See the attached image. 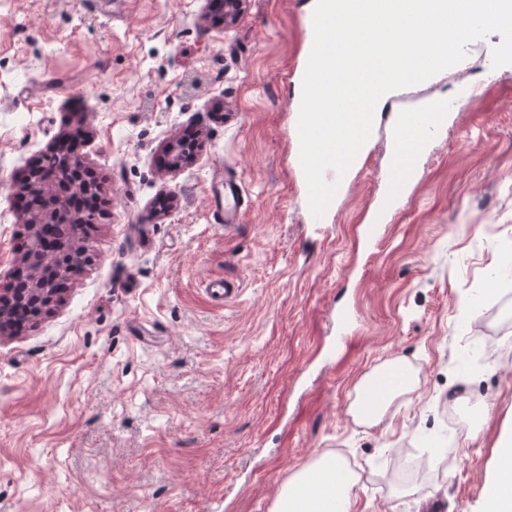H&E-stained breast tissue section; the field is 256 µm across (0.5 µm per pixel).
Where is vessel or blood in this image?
<instances>
[{
    "label": "vessel or blood",
    "instance_id": "1",
    "mask_svg": "<svg viewBox=\"0 0 512 512\" xmlns=\"http://www.w3.org/2000/svg\"><path fill=\"white\" fill-rule=\"evenodd\" d=\"M453 103H445L443 111L435 112L427 107L396 108L391 116L389 133L391 147L398 166L385 176L383 198L388 204L401 200L408 184L413 179L412 161L417 152L425 150L429 139L446 119L447 111L453 110ZM215 182L221 186L219 193L212 197V213L216 223L232 228L238 222L243 199L241 186L235 180L215 173ZM206 291L212 301L227 303L241 293L239 283L231 279L210 281Z\"/></svg>",
    "mask_w": 512,
    "mask_h": 512
}]
</instances>
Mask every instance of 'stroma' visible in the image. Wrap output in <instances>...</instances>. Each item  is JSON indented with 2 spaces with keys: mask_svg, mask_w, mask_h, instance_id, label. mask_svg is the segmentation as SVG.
I'll return each instance as SVG.
<instances>
[{
  "mask_svg": "<svg viewBox=\"0 0 512 512\" xmlns=\"http://www.w3.org/2000/svg\"><path fill=\"white\" fill-rule=\"evenodd\" d=\"M312 0H247L232 27L204 0H0V290L23 268L17 206L32 161L75 130L105 184L90 259L61 302L0 333V512H269L320 453L356 472L355 512H487L512 432V65L489 34L448 72L403 89L458 100L381 224L386 132L306 224L293 156ZM198 135L193 162L163 167ZM241 181L236 228L214 223L216 166ZM240 280L215 305L204 285ZM354 315L340 334L339 311ZM487 352L484 370L460 362ZM399 359L418 382L383 420L350 407ZM460 425L447 459L403 458ZM315 1L313 2L312 6L310 8V14H309V17L307 18L306 25H305V37H306V41H307V52L305 55V62L299 69H297V72H296V75L294 78V79H296V82H297V85H298V88L300 91L299 99L296 100L294 103V112H296L297 124H298L300 104H301V98H302V81H303L304 73L306 70L308 58H309V55L311 52V48L313 45V39H314L312 17H313V10L315 7Z\"/></svg>",
  "mask_w": 512,
  "mask_h": 512,
  "instance_id": "obj_1",
  "label": "stroma"
}]
</instances>
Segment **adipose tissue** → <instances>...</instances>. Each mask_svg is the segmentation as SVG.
<instances>
[{
  "instance_id": "obj_1",
  "label": "adipose tissue",
  "mask_w": 512,
  "mask_h": 512,
  "mask_svg": "<svg viewBox=\"0 0 512 512\" xmlns=\"http://www.w3.org/2000/svg\"><path fill=\"white\" fill-rule=\"evenodd\" d=\"M413 370L402 362H388L366 375L361 388L380 386V395L372 401L357 398L354 410L371 423H379L393 401L410 390ZM357 477L342 460L321 453L282 485L272 512H354Z\"/></svg>"
}]
</instances>
